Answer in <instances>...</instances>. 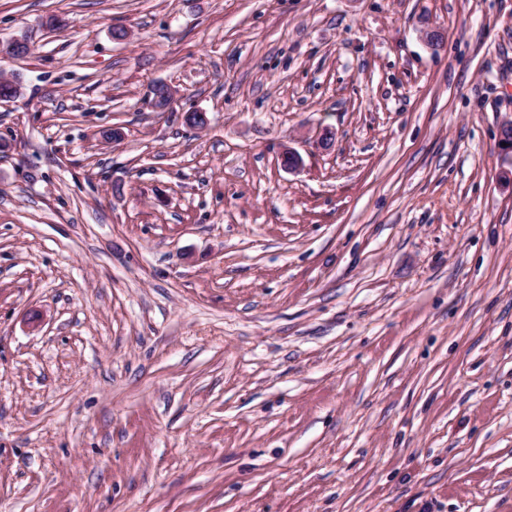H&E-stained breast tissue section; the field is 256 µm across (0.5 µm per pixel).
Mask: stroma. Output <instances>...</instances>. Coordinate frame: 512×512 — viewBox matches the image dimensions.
Instances as JSON below:
<instances>
[{
    "instance_id": "obj_1",
    "label": "stroma",
    "mask_w": 512,
    "mask_h": 512,
    "mask_svg": "<svg viewBox=\"0 0 512 512\" xmlns=\"http://www.w3.org/2000/svg\"><path fill=\"white\" fill-rule=\"evenodd\" d=\"M17 38L0 512H512V0H0Z\"/></svg>"
}]
</instances>
